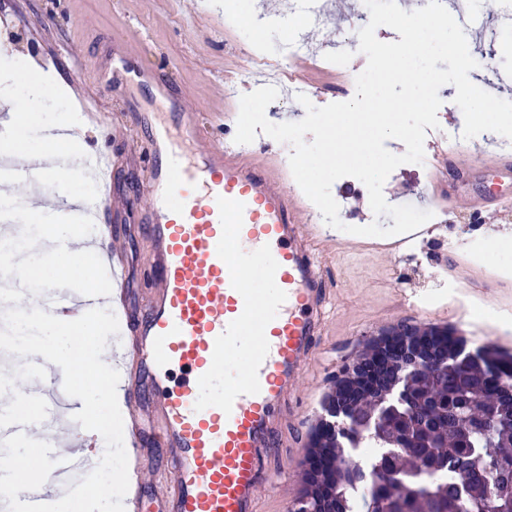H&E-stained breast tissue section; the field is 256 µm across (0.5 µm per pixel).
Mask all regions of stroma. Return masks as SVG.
<instances>
[{
    "mask_svg": "<svg viewBox=\"0 0 512 512\" xmlns=\"http://www.w3.org/2000/svg\"><path fill=\"white\" fill-rule=\"evenodd\" d=\"M226 0H0V56L24 57L43 75L49 76L51 92H63L67 108H74L80 94L89 92L97 71L111 68L112 51L124 35L136 36L141 50L137 61L158 68L163 80L187 94L200 119H217V139L233 141L242 94L257 89L254 71L273 69L281 58V43L292 19L294 0H238L243 14H254L263 24L258 35L262 52H254L246 30L227 17ZM325 22L319 28L292 33L303 43L297 61L299 79L310 89L316 106L352 99L355 78L366 67L363 54L343 55L340 41L356 17L361 0H320ZM482 32L467 31L469 46L488 55L501 75L512 76V28L502 26L496 15H487ZM455 88H443L438 110L439 126L427 129L425 154L438 145L462 143L464 116L456 105ZM131 102L149 122L169 124L166 110L147 89L135 84L113 87L101 97L98 121L83 129L69 144L72 154H94L101 150L124 158L110 204L93 212L97 224L116 226L119 245L127 255V286L133 303L144 307L150 282L147 261L150 242L146 236L144 201L140 176L145 156L146 132L132 127L125 140L113 139V122L123 120V102ZM453 179L448 168L432 170L428 164L406 163L387 178L383 193L389 204L411 205L436 211V193ZM332 195L344 224L364 226L375 219L365 185L344 188L334 183ZM469 232L456 248L448 240L460 227ZM512 235V203L482 221L464 210H450L436 230L409 247L417 261L407 255L392 257L369 247L348 248L346 234L331 229L330 237L343 246L329 264L327 275L335 288V299L318 352L299 382L305 420L294 438L305 443L309 430L321 416V405L339 368L354 359L369 337L379 335L400 322L436 325L457 330L462 336H484L512 354V328L503 329L501 318L512 319V250L497 249L489 231ZM444 271L451 283L445 296L430 307H422L425 284L420 265ZM497 295V303L485 304L481 316L460 314L459 302L466 297ZM305 451L281 455L275 462L282 479L264 491L261 512H287L302 483Z\"/></svg>",
    "mask_w": 512,
    "mask_h": 512,
    "instance_id": "stroma-1",
    "label": "stroma"
}]
</instances>
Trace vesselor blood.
I'll return each instance as SVG.
<instances>
[{
    "label": "vessel or blood",
    "instance_id": "obj_1",
    "mask_svg": "<svg viewBox=\"0 0 512 512\" xmlns=\"http://www.w3.org/2000/svg\"><path fill=\"white\" fill-rule=\"evenodd\" d=\"M130 41L119 44L111 71L99 72L96 90L134 83L151 85L163 107L175 110L186 157L167 128L148 134L150 161L140 181L154 274L145 308L131 306L124 280L126 255L108 254L112 293L90 297L69 289L39 296L38 306L56 316L86 308L121 312L116 340L129 383L147 382L148 399H134L123 414L129 489L126 512H141L147 466L142 434L153 424L164 448L168 477L160 484L162 512H261L260 492L280 478L272 461L280 439L296 423L286 413L300 376L326 325L333 290L326 277L331 249L321 225L312 223L301 198L289 195L283 177L257 164L204 127L187 98L176 99L147 67L129 66ZM448 166L461 180L489 171L512 178V152L450 147ZM83 177L71 156H25L0 165V183L27 189ZM455 207L477 217L504 204L455 188ZM256 266L262 293L245 285ZM31 382L23 396L54 418L63 395V371L41 356L25 357ZM185 375L173 383L174 372ZM55 487L82 466L76 449L51 441Z\"/></svg>",
    "mask_w": 512,
    "mask_h": 512
}]
</instances>
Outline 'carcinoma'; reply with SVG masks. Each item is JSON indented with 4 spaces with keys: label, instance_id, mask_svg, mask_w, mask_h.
<instances>
[{
    "label": "carcinoma",
    "instance_id": "obj_1",
    "mask_svg": "<svg viewBox=\"0 0 512 512\" xmlns=\"http://www.w3.org/2000/svg\"><path fill=\"white\" fill-rule=\"evenodd\" d=\"M423 331L425 362L392 343L372 390L334 381L338 414L308 437L311 512H512V354Z\"/></svg>",
    "mask_w": 512,
    "mask_h": 512
}]
</instances>
